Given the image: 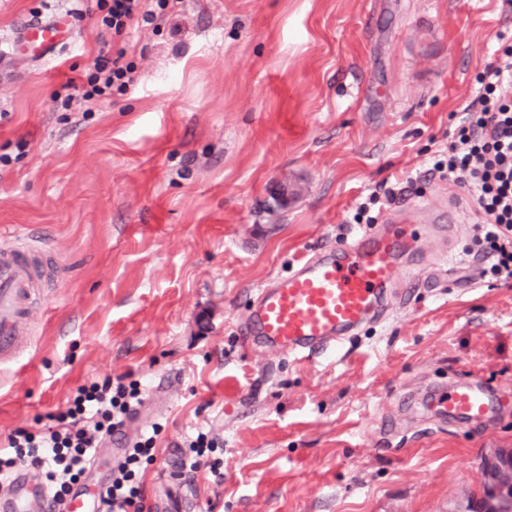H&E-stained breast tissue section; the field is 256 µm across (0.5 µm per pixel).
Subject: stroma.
Returning a JSON list of instances; mask_svg holds the SVG:
<instances>
[{
	"label": "stroma",
	"instance_id": "1",
	"mask_svg": "<svg viewBox=\"0 0 512 512\" xmlns=\"http://www.w3.org/2000/svg\"><path fill=\"white\" fill-rule=\"evenodd\" d=\"M106 14L0 0V248L28 244L38 271L23 352L0 367V444L130 374L146 399L128 443L160 429L146 504L184 490L188 512H463L481 455L512 448V281L487 272L469 194L433 165L512 37V0H184L127 28L133 83L63 106ZM52 17L47 60L21 28ZM387 188L395 201L370 203ZM418 204V224H455L408 249L385 312L337 355L241 347L256 288L348 244L357 213ZM461 381L495 398L484 420L432 408ZM200 432L214 448L180 473Z\"/></svg>",
	"mask_w": 512,
	"mask_h": 512
}]
</instances>
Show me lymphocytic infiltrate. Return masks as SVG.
I'll use <instances>...</instances> for the list:
<instances>
[{
  "mask_svg": "<svg viewBox=\"0 0 512 512\" xmlns=\"http://www.w3.org/2000/svg\"><path fill=\"white\" fill-rule=\"evenodd\" d=\"M104 19L115 35H123L132 19L160 26L171 0H109ZM125 49L101 52L88 76L83 100H91L128 78ZM479 108L465 107L448 146V176L467 187L480 222L475 243L490 262L492 275L512 280V44L502 45L485 70ZM144 400L138 382L125 376L104 377L79 386L65 408L48 413L46 431L13 430L0 448V480L22 466L38 471L52 503L65 501L92 463L98 445L124 428ZM156 448L145 434L112 472L103 500L107 512H147L136 475L152 461Z\"/></svg>",
  "mask_w": 512,
  "mask_h": 512,
  "instance_id": "f902f5d3",
  "label": "lymphocytic infiltrate"
}]
</instances>
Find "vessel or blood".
Masks as SVG:
<instances>
[{
	"label": "vessel or blood",
	"instance_id": "vessel-or-blood-1",
	"mask_svg": "<svg viewBox=\"0 0 512 512\" xmlns=\"http://www.w3.org/2000/svg\"><path fill=\"white\" fill-rule=\"evenodd\" d=\"M23 35L35 40L42 53L60 42L56 20L28 23ZM417 208L397 211L391 223L357 235L345 248L305 259L288 278L260 288L240 328L243 346L285 351L306 360L332 354L372 314L386 308V292L398 274L405 245L397 227L413 222ZM31 270L17 253L0 250V360L18 347L23 302L31 294ZM450 416L475 421L492 409L490 394L481 386H461L440 398ZM23 477L11 481L10 494L0 497V512H26ZM61 512H102L97 489L66 500Z\"/></svg>",
	"mask_w": 512,
	"mask_h": 512
}]
</instances>
